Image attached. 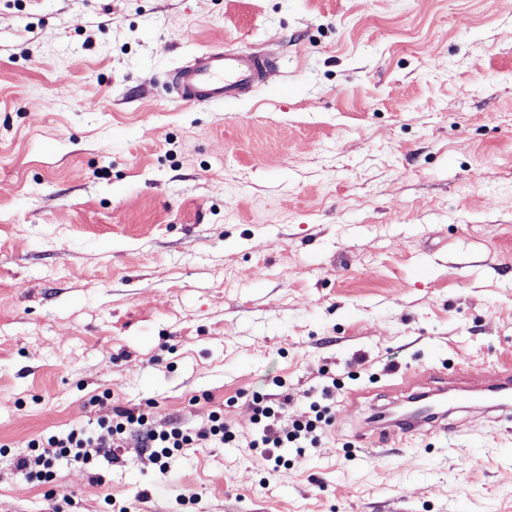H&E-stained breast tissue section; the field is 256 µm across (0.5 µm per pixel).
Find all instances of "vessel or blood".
I'll use <instances>...</instances> for the list:
<instances>
[{"instance_id":"obj_1","label":"vessel or blood","mask_w":512,"mask_h":512,"mask_svg":"<svg viewBox=\"0 0 512 512\" xmlns=\"http://www.w3.org/2000/svg\"><path fill=\"white\" fill-rule=\"evenodd\" d=\"M273 53L211 48L168 75L178 98L188 104H223L262 86L274 67Z\"/></svg>"}]
</instances>
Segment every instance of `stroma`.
Returning <instances> with one entry per match:
<instances>
[{"label":"stroma","mask_w":512,"mask_h":512,"mask_svg":"<svg viewBox=\"0 0 512 512\" xmlns=\"http://www.w3.org/2000/svg\"><path fill=\"white\" fill-rule=\"evenodd\" d=\"M264 48L188 105L169 71ZM512 369V14L493 0H0V512H512V416L374 417ZM331 424L245 441L285 382ZM224 414L167 469L136 439L46 484L28 443L115 409ZM275 62L271 52L211 48L171 71L167 83L187 104H224L262 86ZM266 394H255L254 423L258 431L246 442V448L257 450L264 460H271V448H303L316 447L326 426L330 425L329 405L318 402L310 404V415L304 419L286 420V410L291 396L285 390L271 398Z\"/></svg>","instance_id":"1"}]
</instances>
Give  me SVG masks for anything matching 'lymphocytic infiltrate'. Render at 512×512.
Listing matches in <instances>:
<instances>
[{
  "label": "lymphocytic infiltrate",
  "mask_w": 512,
  "mask_h": 512,
  "mask_svg": "<svg viewBox=\"0 0 512 512\" xmlns=\"http://www.w3.org/2000/svg\"><path fill=\"white\" fill-rule=\"evenodd\" d=\"M289 399L285 391L275 398L266 394L253 397L258 431L246 446L259 450L264 460H271V451L275 448L316 447L330 423L328 406L317 402L310 404V413L305 418L287 420ZM106 429L111 436L107 443L82 426L72 427L60 435L32 440L29 454L19 457L17 468L29 479L47 482L53 477L55 461L64 458L87 465L95 455L104 453L106 447H121L125 440L137 435L148 450L149 460L164 469L183 449L196 447L203 441L226 444L236 439L225 425L223 415L217 412L210 415L206 426L188 430L177 425L159 429L153 426L146 413L119 409L107 422Z\"/></svg>",
  "instance_id": "lymphocytic-infiltrate-1"
}]
</instances>
